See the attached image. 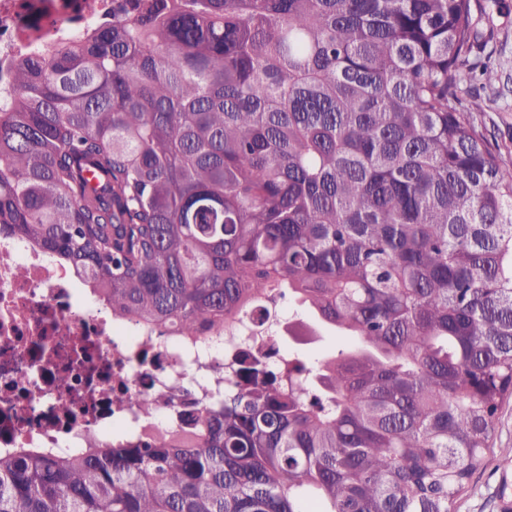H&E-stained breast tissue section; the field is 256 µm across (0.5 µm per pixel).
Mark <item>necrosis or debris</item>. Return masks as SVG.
Listing matches in <instances>:
<instances>
[{
  "label": "necrosis or debris",
  "mask_w": 512,
  "mask_h": 512,
  "mask_svg": "<svg viewBox=\"0 0 512 512\" xmlns=\"http://www.w3.org/2000/svg\"><path fill=\"white\" fill-rule=\"evenodd\" d=\"M121 2L0 0V103L19 60L111 22ZM288 303L287 294H273L262 302L264 321L249 314L233 329L188 341L174 328L113 316L66 266L0 230V451L66 453L111 442L143 426L139 401L147 396L157 401L153 425H167L174 407L223 396L241 356L284 363ZM119 391L128 396L122 406L112 402Z\"/></svg>",
  "instance_id": "4bbe7bcc"
}]
</instances>
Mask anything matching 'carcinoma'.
<instances>
[{"instance_id": "cac0c4a2", "label": "carcinoma", "mask_w": 512, "mask_h": 512, "mask_svg": "<svg viewBox=\"0 0 512 512\" xmlns=\"http://www.w3.org/2000/svg\"><path fill=\"white\" fill-rule=\"evenodd\" d=\"M472 5L130 0L16 65L0 227L115 316L194 338L281 291L347 344L107 448L0 454V512H454L512 396Z\"/></svg>"}]
</instances>
